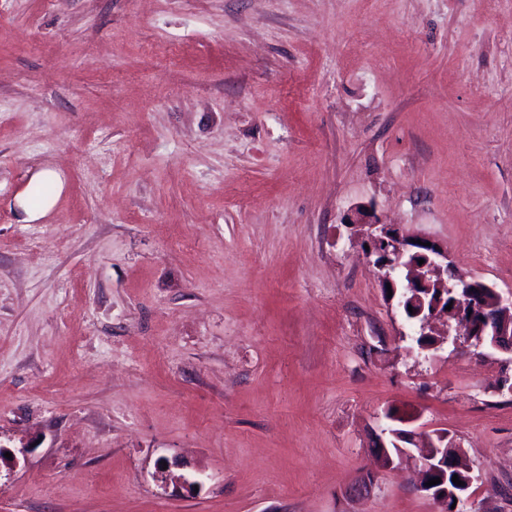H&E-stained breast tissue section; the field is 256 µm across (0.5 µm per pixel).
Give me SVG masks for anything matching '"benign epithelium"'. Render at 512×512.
I'll use <instances>...</instances> for the list:
<instances>
[{
	"instance_id": "7a95c632",
	"label": "benign epithelium",
	"mask_w": 512,
	"mask_h": 512,
	"mask_svg": "<svg viewBox=\"0 0 512 512\" xmlns=\"http://www.w3.org/2000/svg\"><path fill=\"white\" fill-rule=\"evenodd\" d=\"M355 224H369L370 249L368 255L376 256L382 287L401 289L397 306L406 309L420 299L424 289L437 288L454 295L453 310L466 323L468 342L480 349L490 346L512 354V291L503 294L478 281L460 276L448 252L436 243L426 245L411 242V238L379 222L366 220L364 213H357ZM424 263H419V260ZM398 451H390V445ZM377 455L384 467L394 464L395 458L413 456L419 452L418 488L438 504L440 512H469L468 490L473 484L470 468L459 461L457 448H441L429 438V431L418 427L400 433L392 428L381 429L376 441ZM458 475L460 485L448 486L439 492L427 485L433 478L448 482L449 473Z\"/></svg>"
}]
</instances>
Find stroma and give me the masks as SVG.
<instances>
[{
  "label": "stroma",
  "instance_id": "stroma-1",
  "mask_svg": "<svg viewBox=\"0 0 512 512\" xmlns=\"http://www.w3.org/2000/svg\"><path fill=\"white\" fill-rule=\"evenodd\" d=\"M359 208L512 291V0H0V512H438L389 412L512 512V355L419 354Z\"/></svg>",
  "mask_w": 512,
  "mask_h": 512
}]
</instances>
